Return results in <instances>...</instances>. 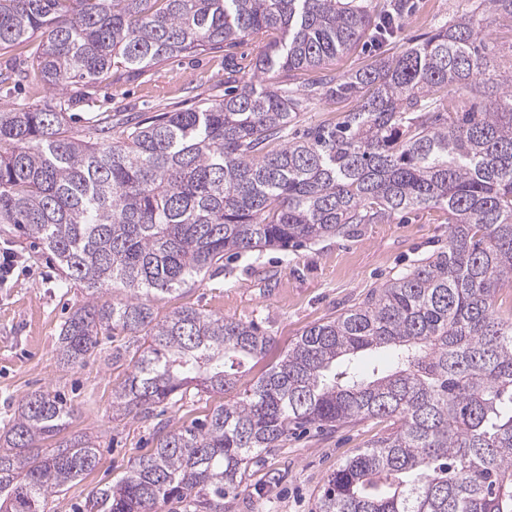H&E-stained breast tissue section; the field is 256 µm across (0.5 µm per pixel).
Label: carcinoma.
Here are the masks:
<instances>
[{"instance_id":"carcinoma-1","label":"carcinoma","mask_w":512,"mask_h":512,"mask_svg":"<svg viewBox=\"0 0 512 512\" xmlns=\"http://www.w3.org/2000/svg\"><path fill=\"white\" fill-rule=\"evenodd\" d=\"M406 4L381 15L401 23ZM271 29L252 77L224 99L136 123L100 143L67 134L68 103L0 108V224L55 258L88 300L63 323L58 361L98 336L143 339L112 406L146 414L189 387L226 392L273 338L194 307L152 301L228 252L316 242L408 209L448 211V247L358 305L306 328L233 402L162 436L88 512H224L250 465L299 426L390 422L327 477L316 512H512V71L489 60L488 17H461L374 66L294 94L280 71L324 70L381 27L358 0H0V49L41 36L33 68L51 90L218 51ZM477 84L490 107L448 100ZM361 97L334 128L288 127L318 95ZM121 290V296L113 294ZM368 350L389 366L360 368ZM74 410L35 391L0 429V512H42L99 462L67 429Z\"/></svg>"}]
</instances>
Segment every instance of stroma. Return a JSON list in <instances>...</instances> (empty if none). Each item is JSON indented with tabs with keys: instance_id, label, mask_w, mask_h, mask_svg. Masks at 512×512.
<instances>
[{
	"instance_id": "stroma-1",
	"label": "stroma",
	"mask_w": 512,
	"mask_h": 512,
	"mask_svg": "<svg viewBox=\"0 0 512 512\" xmlns=\"http://www.w3.org/2000/svg\"><path fill=\"white\" fill-rule=\"evenodd\" d=\"M408 5L389 42L376 47L359 43L330 62L328 73L368 68L381 54L400 52L412 39L486 8L484 0H408ZM262 47V42L246 40L223 52L168 58L138 75L116 68L97 84H72L60 95L28 77L0 87V106L40 108L60 97L69 99V135L99 142L105 136L103 118L146 122L195 109L208 100H222L225 80H247L251 61ZM360 103L357 97L318 96L301 112L296 127L335 125ZM447 243L448 216L443 210L397 212L312 244L225 257L187 287L156 301L155 308L163 316L191 306L261 326L275 344L265 360L242 374L246 385L307 327L350 309ZM4 249L16 253L20 262L8 281L0 284V425L37 390L58 393L71 403L74 415L67 431L91 436L99 463L49 497L45 512H83L93 489L122 477L139 456L153 451L162 435L204 420L227 397L193 389L180 401L155 405L145 417L133 418L113 409L112 391L130 370L127 359L137 349V340L114 341L106 354L92 355L73 368L59 367L60 328L86 294L64 280L41 245L0 232V251ZM383 431V424L375 420L330 431L315 427L290 431L279 448L251 465L238 494L225 499L224 512H315L327 477Z\"/></svg>"
}]
</instances>
